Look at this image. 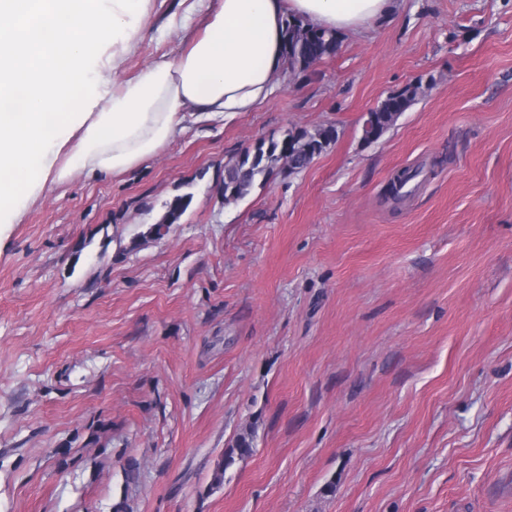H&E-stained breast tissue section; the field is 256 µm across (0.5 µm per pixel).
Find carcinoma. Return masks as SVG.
I'll return each instance as SVG.
<instances>
[{"label": "carcinoma", "mask_w": 512, "mask_h": 512, "mask_svg": "<svg viewBox=\"0 0 512 512\" xmlns=\"http://www.w3.org/2000/svg\"><path fill=\"white\" fill-rule=\"evenodd\" d=\"M341 43L338 32L315 26L299 17L291 16L286 23L284 58L289 72L298 78H307L310 70L327 57L336 54ZM421 85L408 84L387 96L376 108L367 112L363 121V140L372 143L380 139L395 124L397 118L417 99ZM337 138L333 126L319 128L313 132L291 127L281 137L260 140L253 148L244 150L234 161L224 165V177L219 190L224 202L242 198L257 180L267 181L271 177L288 172H299L320 155ZM417 170L403 169L387 186V195L396 199L405 185L416 178ZM192 200L191 194L177 195L165 202V211L152 231L159 236L171 225L179 223ZM252 452L249 439L241 437L237 448L230 449L217 463L214 482H224V473L233 462V454L240 456Z\"/></svg>", "instance_id": "1"}]
</instances>
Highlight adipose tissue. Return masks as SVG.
Wrapping results in <instances>:
<instances>
[{
    "label": "adipose tissue",
    "instance_id": "obj_1",
    "mask_svg": "<svg viewBox=\"0 0 512 512\" xmlns=\"http://www.w3.org/2000/svg\"><path fill=\"white\" fill-rule=\"evenodd\" d=\"M149 2L0 0L1 224L48 180L128 172L185 121L256 109L284 65L288 16L342 33L394 10V0H217L180 56L119 80Z\"/></svg>",
    "mask_w": 512,
    "mask_h": 512
}]
</instances>
